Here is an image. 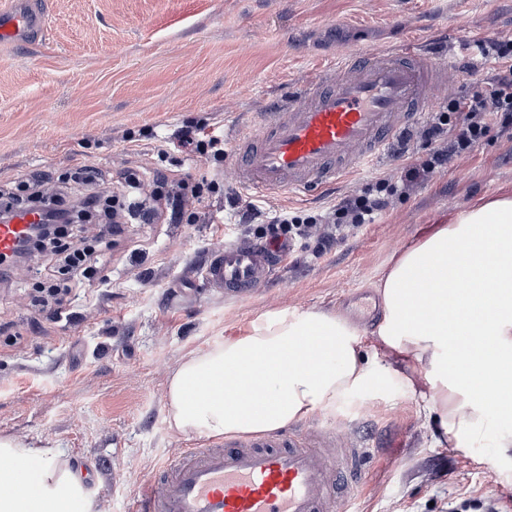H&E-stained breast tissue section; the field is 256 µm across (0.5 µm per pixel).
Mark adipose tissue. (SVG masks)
Here are the masks:
<instances>
[{
  "label": "adipose tissue",
  "instance_id": "obj_1",
  "mask_svg": "<svg viewBox=\"0 0 512 512\" xmlns=\"http://www.w3.org/2000/svg\"><path fill=\"white\" fill-rule=\"evenodd\" d=\"M461 275L463 344L448 343V291L418 297L406 282L425 260ZM383 318L377 346L394 361L386 375L420 386L419 412L464 444L489 414L512 417V194L473 201L401 253L379 282ZM378 387L361 359L353 330L328 312L263 313L242 336L192 351L166 386L169 427L206 437L282 429L339 398ZM207 390L206 399L192 391ZM0 461L42 463V490L0 493V512H72L79 487L67 460L51 448L0 437Z\"/></svg>",
  "mask_w": 512,
  "mask_h": 512
}]
</instances>
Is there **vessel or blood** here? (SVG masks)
I'll return each mask as SVG.
<instances>
[{"label": "vessel or blood", "mask_w": 512, "mask_h": 512, "mask_svg": "<svg viewBox=\"0 0 512 512\" xmlns=\"http://www.w3.org/2000/svg\"><path fill=\"white\" fill-rule=\"evenodd\" d=\"M43 30L40 12L0 16V42ZM443 62L408 47L360 53L320 66L305 84L233 141L238 183L259 197L323 192L349 170L391 154L399 138L434 110L430 91ZM38 217L21 211L0 224V265ZM286 252L258 243L225 245L204 269L208 285L244 297L263 286ZM364 444L339 442L336 452L304 429L221 438L166 459L130 495L126 512H354ZM29 469L0 462V491L35 490Z\"/></svg>", "instance_id": "obj_1"}]
</instances>
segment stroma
I'll return each instance as SVG.
<instances>
[{
  "instance_id": "stroma-1",
  "label": "stroma",
  "mask_w": 512,
  "mask_h": 512,
  "mask_svg": "<svg viewBox=\"0 0 512 512\" xmlns=\"http://www.w3.org/2000/svg\"><path fill=\"white\" fill-rule=\"evenodd\" d=\"M20 8L41 11L46 33L0 43V190L33 177L51 190L84 164L117 187L129 169L218 187L186 196L179 219L145 224L134 211L98 264L103 287L39 308L42 263L0 280V436L101 464L87 504L123 512L158 464L200 441L168 425L175 364L242 335L262 313L325 310L354 328L363 362L380 376L374 394L347 395L308 418L368 444L358 512H484L490 492L499 512H512V455L497 449L504 426L455 450L436 442L418 393L382 373L388 359L373 354L377 322L356 319L349 301L353 293L381 301L378 283L404 248L470 201L512 192V140L490 133L460 164L410 187L377 223L321 255L309 243L242 299L209 287L201 272L214 251L243 240L238 203L247 194L232 158L200 159L189 145L162 156L157 141L198 122L229 152L238 127L270 111L319 63L412 38L453 59L436 99L470 96L498 71L485 48L512 35V0H0V11ZM405 161L389 155L313 199L256 203L320 211Z\"/></svg>"
}]
</instances>
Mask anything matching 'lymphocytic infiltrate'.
<instances>
[{
  "label": "lymphocytic infiltrate",
  "instance_id": "lymphocytic-infiltrate-1",
  "mask_svg": "<svg viewBox=\"0 0 512 512\" xmlns=\"http://www.w3.org/2000/svg\"><path fill=\"white\" fill-rule=\"evenodd\" d=\"M491 49L500 63L499 72L480 92L449 101L447 110L437 113L423 127L420 137L430 147L426 156L412 157L396 173L377 178L360 192L345 196L324 214H298L281 209L271 215L263 207L246 202L243 216L246 225L254 226L255 237L271 242L285 238L295 243L314 237L320 250H328L348 234L375 223L411 184L461 161L491 131L512 139V37L495 41ZM78 180L86 191L77 197L65 188L44 193L36 180L25 181L20 194H0V223L8 222L16 210L26 207L38 212L43 225L31 251H18V259L34 252L47 264L63 263L66 285L72 288L93 281L96 258L83 241L66 248L63 239L73 235L76 225L93 218L102 223L103 235L119 233L125 218L119 196L99 185L91 167H83Z\"/></svg>",
  "mask_w": 512,
  "mask_h": 512
}]
</instances>
